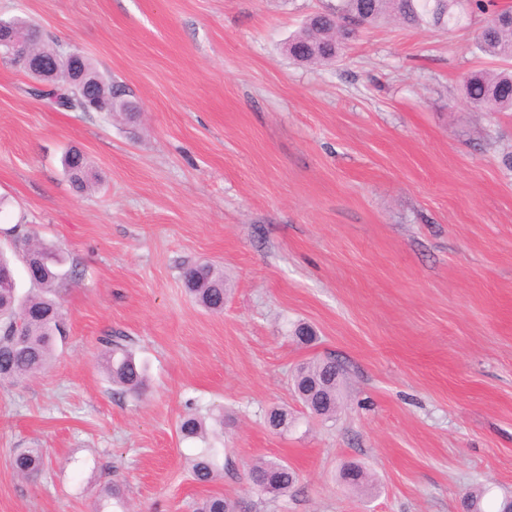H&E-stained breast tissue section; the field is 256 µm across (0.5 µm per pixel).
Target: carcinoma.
I'll return each mask as SVG.
<instances>
[{"label":"carcinoma","mask_w":512,"mask_h":512,"mask_svg":"<svg viewBox=\"0 0 512 512\" xmlns=\"http://www.w3.org/2000/svg\"><path fill=\"white\" fill-rule=\"evenodd\" d=\"M458 0H336V5L326 12L313 15L301 31L288 41V55L297 62L330 63L341 56L348 42L358 29L348 28L339 20H358L360 26L393 18L408 26L422 23L441 25L459 21L454 7ZM471 13L490 17L502 16L495 0H467ZM479 47L485 54L498 59H512V22L484 25L479 33ZM42 61L55 63L61 79L69 75V65L63 51L44 44L36 46ZM86 69L95 83L81 93L83 111L124 113L127 107V88L119 83H105L85 59ZM466 100L473 106L493 112L512 111V69L496 73L480 72L469 76L463 84ZM64 172L78 191L87 187L89 166L77 149L69 150L63 159ZM16 247L19 257L23 248L29 247L46 260V272L26 295L18 289L0 293V383H17L44 370L55 352L58 321L62 320L59 298L69 280L61 267L64 257L61 251L45 243L33 234L19 238ZM183 279L194 299L205 309L218 313L224 309V272L209 262L187 266ZM99 364L112 386L122 393L139 396L146 386V366L138 361L123 338L110 336L100 353ZM346 375L344 365L332 357L306 362L295 368L292 374L293 390L309 414L320 419L336 415L341 389ZM179 433L184 440L207 442L209 431L203 418L193 412L186 413L179 423ZM42 453L39 448H24L14 457V469L27 479L39 473ZM190 472L195 481L208 484L220 476L216 453L206 448L190 459ZM343 482L351 488L367 490L371 487L367 471L351 462L342 466ZM249 479L256 492L283 496L296 482V472L283 461L258 459L249 467ZM95 512H106L109 501L122 502L123 490L112 483L97 492ZM234 502L222 495H210L194 503V512H225Z\"/></svg>","instance_id":"carcinoma-1"}]
</instances>
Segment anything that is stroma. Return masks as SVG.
<instances>
[{
    "label": "stroma",
    "mask_w": 512,
    "mask_h": 512,
    "mask_svg": "<svg viewBox=\"0 0 512 512\" xmlns=\"http://www.w3.org/2000/svg\"><path fill=\"white\" fill-rule=\"evenodd\" d=\"M328 0H0L46 42L81 51L139 116L59 112L0 62V251L14 225L77 271L67 338L49 368L0 385V512H90L111 482L127 512H193L220 493L242 512H460L512 495V112L471 107L481 16L362 28L332 63L285 46ZM80 149L92 186L61 163ZM224 271V309L187 294L182 269ZM312 326L314 342L294 336ZM148 367L114 393L100 340ZM346 367L336 417H311L289 377ZM288 411V429L265 416ZM207 426L223 476L202 486L181 440ZM44 471L20 478L19 449ZM288 462L293 495L254 492L256 459ZM361 463L376 490L340 482ZM179 433L183 440H199L206 443L209 431L203 418L196 413H186L179 423Z\"/></svg>",
    "instance_id": "stroma-1"
}]
</instances>
